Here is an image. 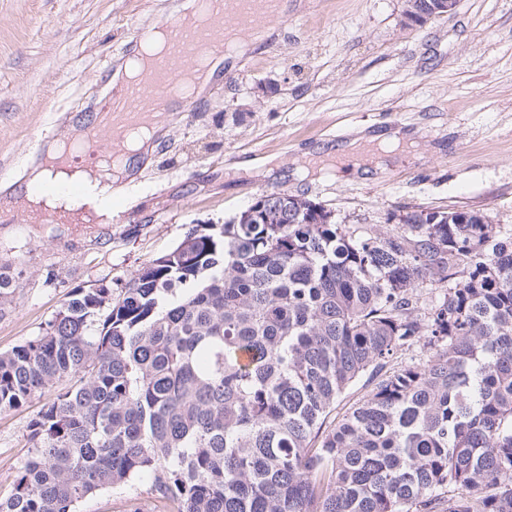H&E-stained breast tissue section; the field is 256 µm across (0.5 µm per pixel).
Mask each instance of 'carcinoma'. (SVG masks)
I'll return each mask as SVG.
<instances>
[{
	"mask_svg": "<svg viewBox=\"0 0 512 512\" xmlns=\"http://www.w3.org/2000/svg\"><path fill=\"white\" fill-rule=\"evenodd\" d=\"M283 196L189 228L117 293L73 289L0 353V412L50 396L0 512L143 474L177 512H512V228L316 224ZM371 389V385L367 382V376L361 378L355 385H353L336 403V410H334L330 416V421L335 420L338 416H341L345 411L351 408L359 400H362L364 396L368 394Z\"/></svg>",
	"mask_w": 512,
	"mask_h": 512,
	"instance_id": "1",
	"label": "carcinoma"
}]
</instances>
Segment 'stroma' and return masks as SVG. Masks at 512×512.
Masks as SVG:
<instances>
[{
  "instance_id": "1",
  "label": "stroma",
  "mask_w": 512,
  "mask_h": 512,
  "mask_svg": "<svg viewBox=\"0 0 512 512\" xmlns=\"http://www.w3.org/2000/svg\"><path fill=\"white\" fill-rule=\"evenodd\" d=\"M172 0H0V191L27 177L29 146L59 114L97 105L103 66ZM193 111L171 112L127 198L137 215L86 237L0 214V351L38 336L75 288L135 276L188 226L221 224L261 191L325 204L345 224L411 208H466L512 225V0H459L406 23L404 0H300ZM414 133L417 156L367 177L294 180L306 153L360 135ZM279 167L261 177L255 157ZM42 401L0 413V498L31 456ZM75 512H174L142 475L81 499Z\"/></svg>"
}]
</instances>
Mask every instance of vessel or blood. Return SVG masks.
<instances>
[{
    "instance_id": "vessel-or-blood-1",
    "label": "vessel or blood",
    "mask_w": 512,
    "mask_h": 512,
    "mask_svg": "<svg viewBox=\"0 0 512 512\" xmlns=\"http://www.w3.org/2000/svg\"><path fill=\"white\" fill-rule=\"evenodd\" d=\"M201 3L215 14L212 28L192 29L186 26L183 16H161L156 25L169 32L170 50L156 61L145 81L127 87L113 84L106 98L109 111L97 109L75 113L78 126L90 133L95 143H116L123 137L128 123L143 113L151 114L156 121H163L169 104L164 83L195 60L194 44L204 41L216 44L222 42L227 29L247 32L255 27L259 18L279 20L283 17L276 0H201ZM67 191L83 206L107 208L111 224L128 223L132 216L125 205L114 202L111 185L74 183L68 185Z\"/></svg>"
}]
</instances>
